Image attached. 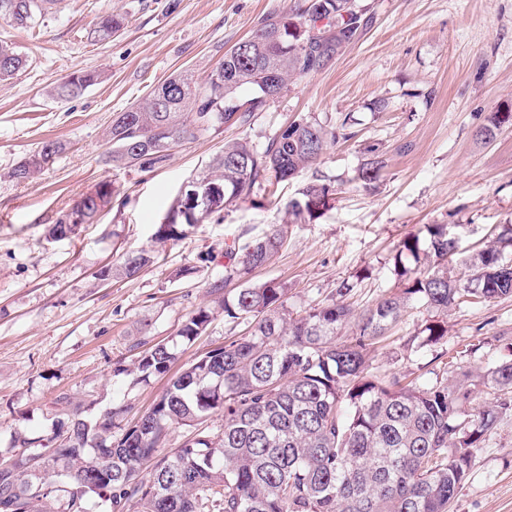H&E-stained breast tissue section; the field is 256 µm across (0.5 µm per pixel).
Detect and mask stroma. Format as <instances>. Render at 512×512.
I'll use <instances>...</instances> for the list:
<instances>
[{
	"mask_svg": "<svg viewBox=\"0 0 512 512\" xmlns=\"http://www.w3.org/2000/svg\"><path fill=\"white\" fill-rule=\"evenodd\" d=\"M294 0H59L34 28L0 19V41L29 59L0 84V451L28 453L30 439L51 433L55 402L70 398L95 420L128 405L125 422L144 414L171 376L133 382L138 343L174 337L182 320L213 314L194 342L177 347L176 368L223 345L224 315L208 284L223 278L227 245L243 246L287 224L288 240L256 282L290 286L292 310L322 302L345 279L356 281L363 309L397 290L395 254L427 224H444L459 243L450 259L474 256L512 226V127L494 139L479 131L495 112H512V0H357L370 22L318 73L293 80L246 125L178 145L149 171L107 165L104 130L115 113L142 101L170 75L190 70L205 80L226 51ZM123 16L124 27L94 40L97 19ZM101 78L62 101L54 87L72 72ZM307 117L338 139L318 163L279 184L281 206L267 187L167 242L157 264L136 278L101 280L122 253L151 248L163 215L182 187L206 170L226 141L247 139L264 151L285 124ZM64 144L52 167L19 183L7 173L46 140ZM385 166L371 189L354 177L368 149ZM334 180L337 194L318 219L290 222L284 207L314 176ZM103 181L117 194L97 223L63 239L47 227ZM428 317L404 313L371 355L381 373L412 372L421 381L442 364L478 370L506 354L512 297L449 308L442 361L405 340ZM448 512H512V411L500 416L473 451L469 478Z\"/></svg>",
	"mask_w": 512,
	"mask_h": 512,
	"instance_id": "35a3bbf8",
	"label": "stroma"
}]
</instances>
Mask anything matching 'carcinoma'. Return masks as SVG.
Listing matches in <instances>:
<instances>
[{
    "label": "carcinoma",
    "instance_id": "obj_1",
    "mask_svg": "<svg viewBox=\"0 0 512 512\" xmlns=\"http://www.w3.org/2000/svg\"><path fill=\"white\" fill-rule=\"evenodd\" d=\"M58 0H0V18L32 27ZM341 0H302L276 20H265L251 35L225 52L224 60L203 83L180 71L153 88L145 100L119 112L105 129L112 149L105 162L114 167L148 171L165 164L182 142L249 122L252 112L267 102L263 88L268 73L276 74L280 89L293 78L322 70L352 41L350 25L362 23L364 10L349 19L337 13ZM328 34L313 36L317 25ZM124 25L107 14L93 30L106 40ZM27 66L15 48L0 42V82ZM100 74L77 71L54 88L61 100L81 96ZM248 88L245 101L238 91ZM511 112H495L480 136L491 138ZM336 132L301 117L282 127L266 150L257 153L245 140L224 144V152L195 181L198 190L220 197L221 204L248 200L255 186L278 184L317 164ZM58 155L64 144L42 143L20 162L9 177L26 182L44 168L45 150ZM383 161L369 159L357 179L364 186L376 179ZM108 181L82 195L73 208L51 225L48 235L62 238L74 231L70 217L77 214L93 223L112 201ZM336 187L316 177L299 192L303 209L291 207L297 218L311 220L331 206ZM203 214L190 218L175 204L155 233L159 244L186 237ZM428 251L420 238L404 239L399 256L416 263L403 269V288L383 295L356 314L351 307L355 283L342 281L330 298L292 316L286 282L252 283L247 275L268 265L286 241L287 229L275 225L264 236L237 252L224 278L208 283L220 299L224 325L233 337L205 351L171 378L168 387L131 428L112 435L122 405L91 424L67 398L58 400L63 418L52 433L35 441L48 448L60 438L69 452L47 457L39 492L28 483L23 469L27 455L0 457V501H11L9 512H38L49 497L57 498L60 512H87L99 499L107 512H448L466 483L473 450L480 447L499 414L512 410V357L482 370L448 379L435 374L427 384L412 373L379 377L370 369V349L386 340L388 332L409 306L418 304L436 315L425 321L420 334L407 345L436 346L448 335L443 315L448 308L476 300L491 303L512 297V262L503 257L499 236L465 262L462 276L448 275L443 262L458 254L457 240L446 224L424 225ZM157 262L153 250L125 255L123 262L105 268L99 277L134 278ZM211 322L205 308L189 314L175 338L150 346L141 343L138 379L170 371L177 360V341L193 342ZM247 332L234 335L240 326ZM491 391L494 397L481 399ZM224 425H209L215 414ZM189 428L183 442L164 453L174 426ZM112 446V479L100 476L98 449ZM147 475L139 476L144 464Z\"/></svg>",
    "mask_w": 512,
    "mask_h": 512
}]
</instances>
